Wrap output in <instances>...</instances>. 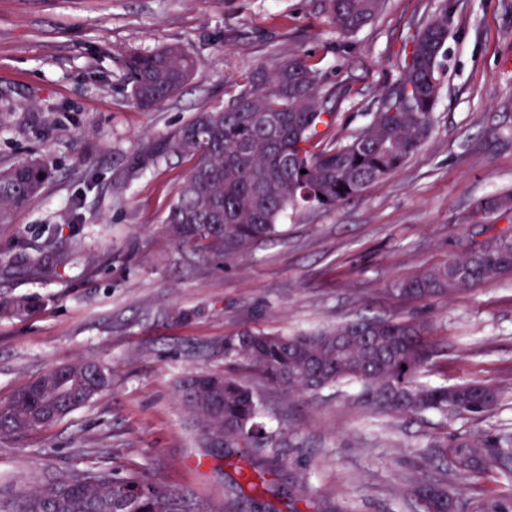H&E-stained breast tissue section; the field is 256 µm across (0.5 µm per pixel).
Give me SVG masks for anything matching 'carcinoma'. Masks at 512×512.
Masks as SVG:
<instances>
[{"label":"carcinoma","instance_id":"1","mask_svg":"<svg viewBox=\"0 0 512 512\" xmlns=\"http://www.w3.org/2000/svg\"><path fill=\"white\" fill-rule=\"evenodd\" d=\"M385 0H326L336 33L352 36L383 10ZM448 34V5L403 46L402 77L364 128L350 141L318 149L317 126L333 113L322 104L323 76L305 53L272 68L257 67L234 82L222 106L198 112L156 148L193 160L165 220L182 246L231 258L282 232V220L300 208L334 209L398 171L429 137L442 88L440 57ZM194 58L177 45L133 53L126 61L132 104L156 112L193 76ZM307 173H301V170ZM50 176L44 159L0 170V228L42 194ZM512 220V191L480 200L473 224L487 216ZM512 274V233L465 256L398 284L397 291L425 301ZM33 299L0 300V316L32 312ZM424 328L409 319L364 317L331 330L300 335L246 332L224 341L238 359L292 396L344 382L362 385L384 411L418 415L481 416L499 398L469 383L452 389L421 381L433 357ZM109 385L92 360L51 366L0 403V436L20 435L54 423L87 404ZM179 398L216 451L224 446L259 451L269 436L259 422L251 387L223 375L184 378ZM430 463L462 476L501 467L512 473V435H463L433 444ZM417 512H512V497L468 499L444 481L420 479L411 488ZM0 512H186L184 501L137 473L90 468L61 474L38 490L0 501Z\"/></svg>","mask_w":512,"mask_h":512}]
</instances>
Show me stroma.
Wrapping results in <instances>:
<instances>
[{"instance_id":"35a3bbf8","label":"stroma","mask_w":512,"mask_h":512,"mask_svg":"<svg viewBox=\"0 0 512 512\" xmlns=\"http://www.w3.org/2000/svg\"><path fill=\"white\" fill-rule=\"evenodd\" d=\"M453 8L434 128L396 173L332 210L290 215L283 233L229 259L179 246L163 221L190 163L149 156L234 79L309 53L339 89L323 144L349 141L400 80L402 47L442 4ZM182 45L196 70L159 111L136 108L124 58ZM512 0H386L339 36L324 0H0V164L49 157L43 193L0 233V298L40 300L0 319V403L46 368L93 360L106 390L55 425L0 438V494L66 470L133 469L189 512H414L417 479L448 478L468 498L512 495L490 470L445 475L426 461L438 437L512 433V275L426 302L397 283L488 240L480 199L512 188ZM424 325L429 382L499 388L482 418L386 415L343 383L288 396L224 356L246 331L291 335L363 316ZM250 386L275 458L264 483L237 449L216 456L177 386L221 373Z\"/></svg>"}]
</instances>
